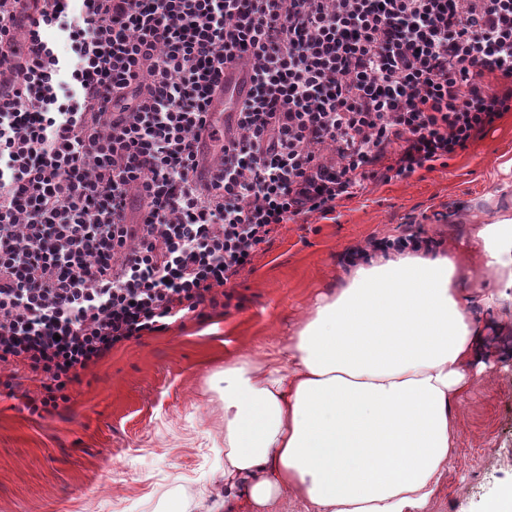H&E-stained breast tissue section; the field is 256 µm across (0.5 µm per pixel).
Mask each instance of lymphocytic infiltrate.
<instances>
[{
    "mask_svg": "<svg viewBox=\"0 0 512 512\" xmlns=\"http://www.w3.org/2000/svg\"><path fill=\"white\" fill-rule=\"evenodd\" d=\"M70 2L0 0V67L25 58L0 81V367L37 416L116 346L219 306L280 225L447 166L512 112V0ZM228 66L252 87L219 133Z\"/></svg>",
    "mask_w": 512,
    "mask_h": 512,
    "instance_id": "obj_1",
    "label": "lymphocytic infiltrate"
}]
</instances>
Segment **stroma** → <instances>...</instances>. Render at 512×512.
Listing matches in <instances>:
<instances>
[{
	"instance_id": "obj_1",
	"label": "stroma",
	"mask_w": 512,
	"mask_h": 512,
	"mask_svg": "<svg viewBox=\"0 0 512 512\" xmlns=\"http://www.w3.org/2000/svg\"><path fill=\"white\" fill-rule=\"evenodd\" d=\"M512 218V112L447 167L369 180L327 217L279 226L223 307L126 342L70 388L68 410L38 417L26 381L0 383V512H204L224 490V358L275 348L318 294L344 284V254L407 233L479 263L472 232ZM482 366L455 404L458 450L426 512H485L512 487V300L487 310Z\"/></svg>"
}]
</instances>
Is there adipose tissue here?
Instances as JSON below:
<instances>
[{
    "mask_svg": "<svg viewBox=\"0 0 512 512\" xmlns=\"http://www.w3.org/2000/svg\"><path fill=\"white\" fill-rule=\"evenodd\" d=\"M480 279L512 288V218L475 232ZM449 251L365 253L283 346L224 359L214 512H423L456 452L451 408L481 333Z\"/></svg>",
    "mask_w": 512,
    "mask_h": 512,
    "instance_id": "obj_1",
    "label": "adipose tissue"
}]
</instances>
